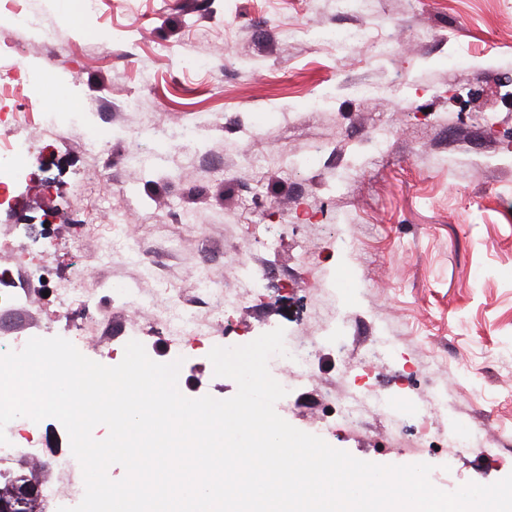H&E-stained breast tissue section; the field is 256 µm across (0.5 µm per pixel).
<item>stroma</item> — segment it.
Masks as SVG:
<instances>
[{"instance_id":"stroma-1","label":"stroma","mask_w":512,"mask_h":512,"mask_svg":"<svg viewBox=\"0 0 512 512\" xmlns=\"http://www.w3.org/2000/svg\"><path fill=\"white\" fill-rule=\"evenodd\" d=\"M21 7L37 28H18L1 5L0 52L61 86L90 122L42 139L0 208V289L17 296L0 307V343L60 336L114 366L137 327L151 359H182L183 395L227 399L237 385L214 376L213 347L278 327L319 336L345 309L344 335L321 347L310 380L288 383L280 417L360 460L431 464L447 492L512 473V0H364L354 21L366 37L343 53L287 37L349 25L333 0H101L83 15L47 0ZM56 28L66 39L44 44L42 30ZM159 42L167 55L154 54ZM462 47L466 61L449 67ZM357 83L383 91L359 98ZM317 96L328 103L315 110ZM155 124L167 140L146 135ZM377 125L391 131L381 152L363 145ZM190 126L199 146L179 138ZM175 201L190 222L168 217ZM111 235L134 243L142 263L102 261ZM343 237L352 252H339ZM229 253L263 269L266 288H241ZM146 263L155 277L143 278ZM29 265L80 268L108 320L64 314ZM203 276L237 292L236 313L212 308L197 289ZM108 278L141 289L147 304L123 305L101 290ZM174 298L209 311L199 348L155 332ZM375 344L388 357L365 364ZM359 376L392 405L399 433L378 415L351 431L333 423L329 398ZM437 390L448 412L432 416L435 444L414 449L418 413ZM454 432L503 443L454 451L443 445ZM34 433L40 458L18 453L9 466L48 480L69 439L53 418Z\"/></svg>"}]
</instances>
